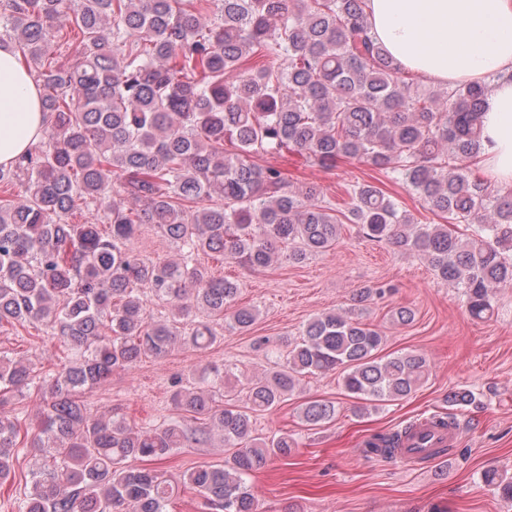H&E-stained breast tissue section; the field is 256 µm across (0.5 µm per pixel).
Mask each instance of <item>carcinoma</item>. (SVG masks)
<instances>
[{
    "mask_svg": "<svg viewBox=\"0 0 512 512\" xmlns=\"http://www.w3.org/2000/svg\"><path fill=\"white\" fill-rule=\"evenodd\" d=\"M366 0H0V44L34 73L52 123L12 169L0 168V327L41 323L69 360L34 373L26 355L0 353V485L27 448L52 449L33 473L18 512H167L179 487L211 512H257L247 478L288 458V433L253 436L251 413L279 406L302 378L341 370L344 391L370 402L410 395L427 377L425 356L380 357L383 337L348 311L306 323L273 371L246 387L228 368L173 382L181 416L137 426L85 404L86 390L177 343L217 342L210 322L244 331L254 305L234 306L237 282L209 275L217 254L265 269L331 249L342 227L420 258L461 290L475 319L492 316V294L512 286V191L490 189L470 163L481 147V84L431 89L370 35ZM76 32L65 63L46 58L52 23ZM230 145L232 151L224 149ZM296 154L322 168L362 158L390 173L441 224H420L368 181L347 190L343 212L316 184L293 188L256 154ZM222 203H208L213 196ZM83 214L81 223L70 216ZM147 224L177 247L153 262L133 248ZM452 224L470 226L458 235ZM288 251H282V247ZM169 307L155 320L152 302ZM36 389L27 410L13 407ZM476 401L448 393V406ZM311 400L302 418H334ZM204 417L202 426L192 421ZM209 439L234 449L222 464L178 474L151 466L175 448ZM401 433H376L364 452L392 459ZM512 499V477L483 474Z\"/></svg>",
    "mask_w": 512,
    "mask_h": 512,
    "instance_id": "carcinoma-1",
    "label": "carcinoma"
}]
</instances>
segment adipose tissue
<instances>
[{"label": "adipose tissue", "mask_w": 512, "mask_h": 512, "mask_svg": "<svg viewBox=\"0 0 512 512\" xmlns=\"http://www.w3.org/2000/svg\"><path fill=\"white\" fill-rule=\"evenodd\" d=\"M375 40L403 70L433 84L486 87L483 141L474 162L512 189V0H367ZM39 87L0 49V166H15L48 127Z\"/></svg>", "instance_id": "1"}]
</instances>
